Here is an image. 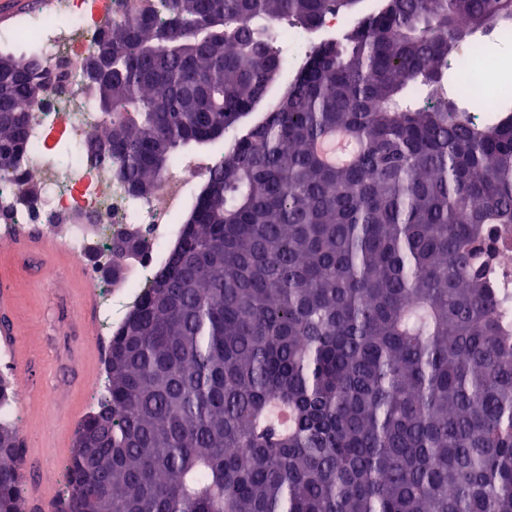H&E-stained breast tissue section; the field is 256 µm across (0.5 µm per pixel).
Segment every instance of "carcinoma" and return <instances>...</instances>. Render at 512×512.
<instances>
[{
    "label": "carcinoma",
    "mask_w": 512,
    "mask_h": 512,
    "mask_svg": "<svg viewBox=\"0 0 512 512\" xmlns=\"http://www.w3.org/2000/svg\"><path fill=\"white\" fill-rule=\"evenodd\" d=\"M83 84L126 191L218 141L177 244L121 324L65 500L86 512H512V286L479 262L512 225V109L448 84L512 0H385L280 95L273 26L358 0H144ZM48 69L0 52V170L20 167ZM357 145L330 164L319 146ZM0 424V512H23Z\"/></svg>",
    "instance_id": "carcinoma-1"
}]
</instances>
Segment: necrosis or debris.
Here are the masks:
<instances>
[{
	"mask_svg": "<svg viewBox=\"0 0 512 512\" xmlns=\"http://www.w3.org/2000/svg\"><path fill=\"white\" fill-rule=\"evenodd\" d=\"M131 0H50L45 11L0 29V45L24 46L54 68L42 102L29 127L30 148L12 178L18 185L36 184L37 204L31 208L10 207L0 198V241L15 237L32 224H55L71 255L87 265L90 278L102 290L104 300L97 317L107 333H115L120 316L112 311L110 283L100 280L92 262L111 259L112 239L108 228L138 229L152 247L127 272L125 299L146 287L157 267L156 258L177 241L192 194L209 176L210 159L182 157L175 161L161 188L146 199L130 196L108 164H91L89 144L97 137L101 118L81 86L82 73L93 40L100 28L120 21ZM457 73L464 79L463 97L472 118L483 120L492 106L511 97L492 84L484 58L463 49ZM70 143L73 152L66 161L54 159L50 142Z\"/></svg>",
	"mask_w": 512,
	"mask_h": 512,
	"instance_id": "necrosis-or-debris-1",
	"label": "necrosis or debris"
}]
</instances>
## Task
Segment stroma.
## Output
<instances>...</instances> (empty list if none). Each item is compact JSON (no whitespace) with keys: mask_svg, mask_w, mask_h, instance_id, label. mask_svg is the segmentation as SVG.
Returning <instances> with one entry per match:
<instances>
[{"mask_svg":"<svg viewBox=\"0 0 512 512\" xmlns=\"http://www.w3.org/2000/svg\"><path fill=\"white\" fill-rule=\"evenodd\" d=\"M0 282L10 287V318L20 336L16 344L0 341V374L24 389L16 402L19 431L26 457L51 478L52 498L41 508L53 512L65 492L74 432L94 408L91 391L104 385L103 330L85 320V268L57 244L33 252L0 247ZM49 415L56 419L51 428L44 423Z\"/></svg>","mask_w":512,"mask_h":512,"instance_id":"35a3bbf8","label":"stroma"}]
</instances>
